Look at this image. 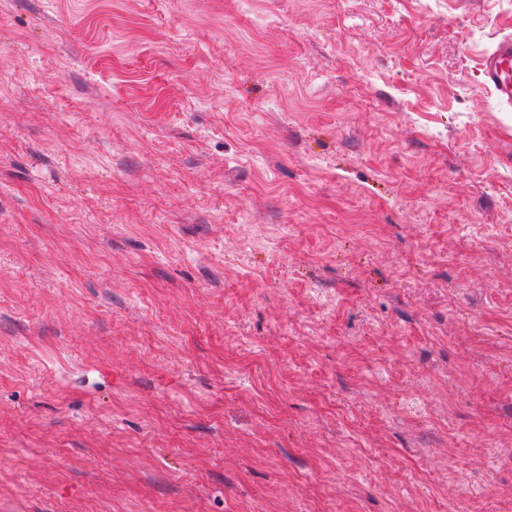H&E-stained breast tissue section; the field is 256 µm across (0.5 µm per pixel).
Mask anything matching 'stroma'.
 <instances>
[{
  "label": "stroma",
  "instance_id": "obj_1",
  "mask_svg": "<svg viewBox=\"0 0 512 512\" xmlns=\"http://www.w3.org/2000/svg\"><path fill=\"white\" fill-rule=\"evenodd\" d=\"M512 0H0V512H512ZM484 86L512 106V38L505 36L482 59Z\"/></svg>",
  "mask_w": 512,
  "mask_h": 512
}]
</instances>
